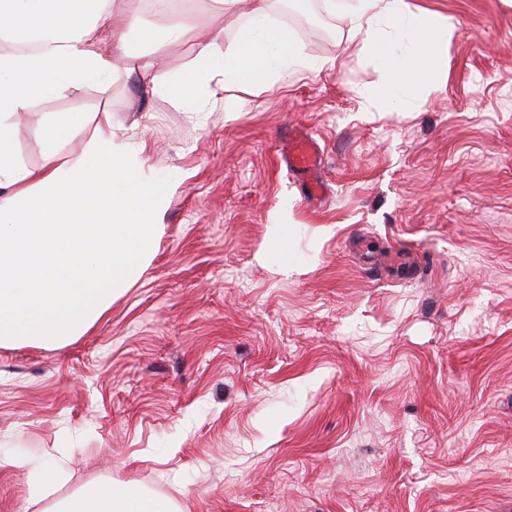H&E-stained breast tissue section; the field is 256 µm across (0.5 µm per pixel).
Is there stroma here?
<instances>
[{
    "instance_id": "stroma-1",
    "label": "stroma",
    "mask_w": 512,
    "mask_h": 512,
    "mask_svg": "<svg viewBox=\"0 0 512 512\" xmlns=\"http://www.w3.org/2000/svg\"><path fill=\"white\" fill-rule=\"evenodd\" d=\"M448 24L442 75L400 111L323 0L278 9L314 71L232 88L201 121L115 78L36 100L15 148L39 167L50 112L140 119L171 187L155 254L64 347L0 346V512H38L12 455L72 451L71 488L105 477L182 512H512V0H408ZM181 19H246L187 0ZM128 64L185 70L192 43L140 32ZM324 159L307 200L292 129ZM288 226V262L266 253Z\"/></svg>"
}]
</instances>
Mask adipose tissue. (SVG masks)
Segmentation results:
<instances>
[{"label":"adipose tissue","mask_w":512,"mask_h":512,"mask_svg":"<svg viewBox=\"0 0 512 512\" xmlns=\"http://www.w3.org/2000/svg\"><path fill=\"white\" fill-rule=\"evenodd\" d=\"M342 14L363 49L386 73L377 100L409 99L439 80L448 27L413 12L406 0H353ZM271 0H251L250 22L236 44L218 51L221 28H190L169 19L146 37L197 46L194 63L165 79L142 62L138 73L182 105L217 99L232 87L271 84L284 70L311 62L288 27L272 22ZM126 27L114 0H0V38L19 52L0 56V345L61 346L100 320L152 259L169 190L153 172L149 145L136 127L116 133L102 112L84 151L60 162L62 134H77L83 116L58 113L41 122L40 167L15 151V118L35 100L86 85H107L126 56ZM111 44L105 54L103 44ZM69 451L8 463L30 474L29 503L40 512H180L178 502L113 479L58 497L70 479Z\"/></svg>","instance_id":"ef3b65f1"}]
</instances>
